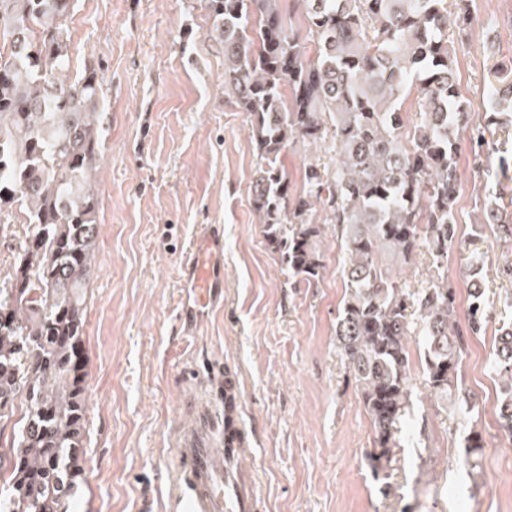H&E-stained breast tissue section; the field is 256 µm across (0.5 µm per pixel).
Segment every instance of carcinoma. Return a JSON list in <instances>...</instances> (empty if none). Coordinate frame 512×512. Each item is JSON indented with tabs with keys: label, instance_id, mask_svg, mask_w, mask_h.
<instances>
[{
	"label": "carcinoma",
	"instance_id": "cac0c4a2",
	"mask_svg": "<svg viewBox=\"0 0 512 512\" xmlns=\"http://www.w3.org/2000/svg\"><path fill=\"white\" fill-rule=\"evenodd\" d=\"M206 36L224 51V89L247 113L257 151L253 209L269 248L297 282L321 278V225L346 248L349 290L336 347L371 419L373 474L401 447L416 384L409 343L423 341V386L454 416L465 354L457 292L439 278L422 291L395 268L420 249L440 262L457 238V132L481 158L491 127L512 126V75L498 74L486 122L475 123L457 83L455 41L473 17L466 0H302L306 34L283 0H199ZM74 0H0V216L26 211L31 233L11 284L0 288V431L22 406L0 452V512H69L83 481L86 438L82 348L86 284L94 267L106 113L96 68L69 70ZM314 44L306 51L304 42ZM419 119L406 123L402 96ZM295 143L332 152L304 164L289 193L281 154ZM484 223L512 240V196L498 193ZM470 335L487 323L470 294ZM492 368L502 381L499 424L512 434V323ZM483 448L470 429L460 464Z\"/></svg>",
	"mask_w": 512,
	"mask_h": 512
}]
</instances>
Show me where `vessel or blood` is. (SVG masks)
Returning a JSON list of instances; mask_svg holds the SVG:
<instances>
[{
  "label": "vessel or blood",
  "instance_id": "vessel-or-blood-1",
  "mask_svg": "<svg viewBox=\"0 0 512 512\" xmlns=\"http://www.w3.org/2000/svg\"><path fill=\"white\" fill-rule=\"evenodd\" d=\"M186 294L178 318L193 326L204 321L224 303V229L204 225L193 242L181 269ZM218 392L192 395L183 402L187 415L175 442L179 471L170 512H261L252 473L238 463L245 435L232 424L233 445L217 447V416L212 411L221 401Z\"/></svg>",
  "mask_w": 512,
  "mask_h": 512
}]
</instances>
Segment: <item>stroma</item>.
Masks as SVG:
<instances>
[{"mask_svg": "<svg viewBox=\"0 0 512 512\" xmlns=\"http://www.w3.org/2000/svg\"><path fill=\"white\" fill-rule=\"evenodd\" d=\"M469 9L478 22L458 49L457 72L478 117L512 47L504 22L512 0H470ZM69 26L70 70L96 67L108 114L84 329V484L74 512H164L182 403L196 390L182 369L195 363L210 365L212 383L236 380L249 434L241 463L256 474L263 512H512V439L499 429L492 370L498 329L512 318L504 304L512 241L483 221L497 174L512 177V129L495 130L478 160L468 131H458V241L444 267L424 249L402 275L413 290L448 276L463 327L469 267L484 261L488 323L466 339L465 422L416 387L402 445L375 474L365 459L371 421L336 348L344 251L326 238V267L309 288L269 249L252 207L257 153L247 117L224 95V54L205 37L198 0H75ZM204 224L224 227V308L187 333L176 318L179 269ZM29 232L19 209L0 224V286ZM472 425L485 446L463 467L457 457Z\"/></svg>", "mask_w": 512, "mask_h": 512, "instance_id": "1", "label": "stroma"}]
</instances>
